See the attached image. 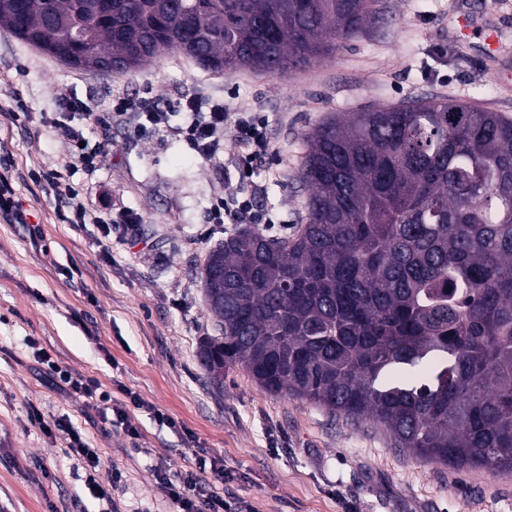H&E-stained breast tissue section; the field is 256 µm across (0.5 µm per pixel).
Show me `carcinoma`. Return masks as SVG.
I'll list each match as a JSON object with an SVG mask.
<instances>
[{
    "label": "carcinoma",
    "mask_w": 512,
    "mask_h": 512,
    "mask_svg": "<svg viewBox=\"0 0 512 512\" xmlns=\"http://www.w3.org/2000/svg\"><path fill=\"white\" fill-rule=\"evenodd\" d=\"M92 0H0V29L71 53ZM377 0H112L84 15L92 75L161 52L213 71L308 68ZM305 223L239 227L201 271L219 330L198 355L268 393L385 430L456 470L512 471V117L427 97L332 115L304 134Z\"/></svg>",
    "instance_id": "carcinoma-1"
}]
</instances>
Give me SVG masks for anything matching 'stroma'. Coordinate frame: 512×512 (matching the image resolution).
Masks as SVG:
<instances>
[{"label":"stroma","mask_w":512,"mask_h":512,"mask_svg":"<svg viewBox=\"0 0 512 512\" xmlns=\"http://www.w3.org/2000/svg\"><path fill=\"white\" fill-rule=\"evenodd\" d=\"M460 3L497 26V58L481 54V35L466 42L453 35ZM379 7L380 17L328 58L282 77L211 73L168 52L126 73L95 76L0 30V88L18 91L37 113L55 111L70 91L100 113L123 95L160 97L175 112L184 95L201 90L233 108L266 113L273 151L253 179L264 187L259 206L278 217L267 234L283 236L305 216L303 134L324 117L430 96L512 115V0H379ZM86 137L104 150L101 170L84 180L90 203L133 209L149 232L124 239L98 224L59 223L41 187L17 181L52 253L36 250L21 225L0 220V512L101 510L84 496L75 460L61 452L62 436L30 425L33 407L48 420L69 416L102 450L103 474L122 471L114 496L119 512H178L154 469L189 468L190 434L232 472L225 499L251 502L260 512H512V472H457L424 462L369 423L270 395L239 366L215 388L197 358L200 338L216 333L200 283L212 244L198 242L197 232L212 200L236 187L233 141L218 166L164 133L130 142L120 129L93 124ZM1 138L21 171L66 155L63 141L0 116ZM64 267L79 269L81 282L62 276ZM30 336L102 389L138 394L146 407L132 422L151 455H129V439L101 427L92 401L48 385L26 344ZM154 408L179 422L181 432L158 425Z\"/></svg>","instance_id":"35a3bbf8"}]
</instances>
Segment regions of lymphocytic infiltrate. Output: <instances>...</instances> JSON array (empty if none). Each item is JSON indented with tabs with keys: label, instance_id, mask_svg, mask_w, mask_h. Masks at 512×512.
Masks as SVG:
<instances>
[{
	"label": "lymphocytic infiltrate",
	"instance_id": "f902f5d3",
	"mask_svg": "<svg viewBox=\"0 0 512 512\" xmlns=\"http://www.w3.org/2000/svg\"><path fill=\"white\" fill-rule=\"evenodd\" d=\"M181 105L184 119L179 124L174 123L172 112L161 102L134 101L125 97L115 99L111 112L100 117L84 100L69 94L62 97L56 116L38 119L19 96L0 98L1 113L9 115L20 125L40 121L50 135L61 139L68 147L66 160L56 168H32L19 176L11 164L0 166V219L9 224L27 225L31 242L41 244L43 237L39 225L29 223V213L16 195L14 183L20 178L44 186L57 206V217L62 223L101 224L106 229L119 231L125 238L138 235L142 222L139 213L121 209L109 215L102 214L73 185L72 178L76 173L91 175L100 166V150L84 145L85 124L95 120L106 129L120 126L132 137L146 131L169 133L206 163L223 156L224 133L232 131L237 145L234 167L243 187L213 202L208 214L209 226L201 230L200 236L209 238V227L213 224L275 223V214L259 209L257 198L263 187L252 180L255 167L271 151L264 113L235 110L223 100L200 94L183 97ZM27 343L33 348L49 381L59 384L72 395L97 401L101 423L121 428L131 439L133 451L142 453L140 432L130 416L132 410L144 407L136 393L126 392L121 400L113 398L111 393L101 390L95 380L73 376L60 366L45 349L40 348L36 338H28ZM29 422L47 432H61L66 441L63 453L80 463L85 489L97 500L111 502L113 491L121 485L122 474L115 469L108 482L100 481L99 472L103 467L100 451L90 447L82 430L70 417L62 415L49 423L34 410L29 414ZM192 454L194 465L190 469L171 475L166 469L157 468L156 476L165 485L169 498L178 506L179 512H230V504L217 491L218 485L224 484L227 478L223 459L199 447L193 449Z\"/></svg>",
	"mask_w": 512,
	"mask_h": 512
}]
</instances>
